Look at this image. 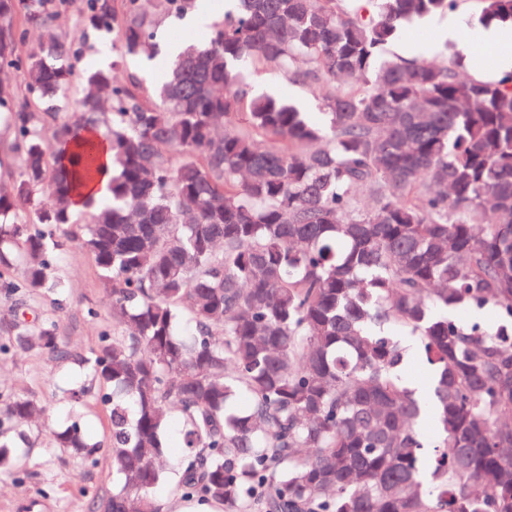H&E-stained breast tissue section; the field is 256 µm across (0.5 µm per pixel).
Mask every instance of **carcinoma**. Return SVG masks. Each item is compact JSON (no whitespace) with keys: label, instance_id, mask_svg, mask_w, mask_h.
Segmentation results:
<instances>
[{"label":"carcinoma","instance_id":"cac0c4a2","mask_svg":"<svg viewBox=\"0 0 512 512\" xmlns=\"http://www.w3.org/2000/svg\"><path fill=\"white\" fill-rule=\"evenodd\" d=\"M224 25L172 59L154 96L112 69L68 63L91 32L153 58L155 18L194 0H84L78 37L55 0H0V83L18 169L0 189V288L61 290L77 240L109 300L112 336L69 352L48 318L0 323V352L75 364L66 389L107 407V448L79 423L52 441L112 492L87 512H160L178 488L224 512H512V73L380 58L400 23L456 0H234ZM478 21L512 23V0ZM31 28L48 39L27 57ZM325 81L326 121L240 85L245 65ZM29 99L20 111L17 94ZM112 151L110 195L72 208ZM371 188L375 205L356 196ZM495 308L494 333L448 310ZM418 338L430 399L408 386L396 332ZM38 403L0 404V475L19 478ZM179 420L176 441L166 432Z\"/></svg>","mask_w":512,"mask_h":512}]
</instances>
